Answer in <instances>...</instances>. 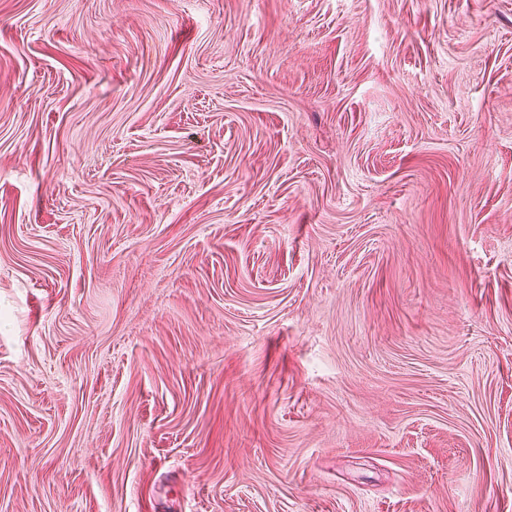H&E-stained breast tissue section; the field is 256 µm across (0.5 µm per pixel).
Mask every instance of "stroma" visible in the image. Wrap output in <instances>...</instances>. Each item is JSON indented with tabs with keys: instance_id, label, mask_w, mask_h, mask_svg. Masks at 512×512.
Listing matches in <instances>:
<instances>
[{
	"instance_id": "1",
	"label": "stroma",
	"mask_w": 512,
	"mask_h": 512,
	"mask_svg": "<svg viewBox=\"0 0 512 512\" xmlns=\"http://www.w3.org/2000/svg\"><path fill=\"white\" fill-rule=\"evenodd\" d=\"M0 512H512V0H0Z\"/></svg>"
}]
</instances>
